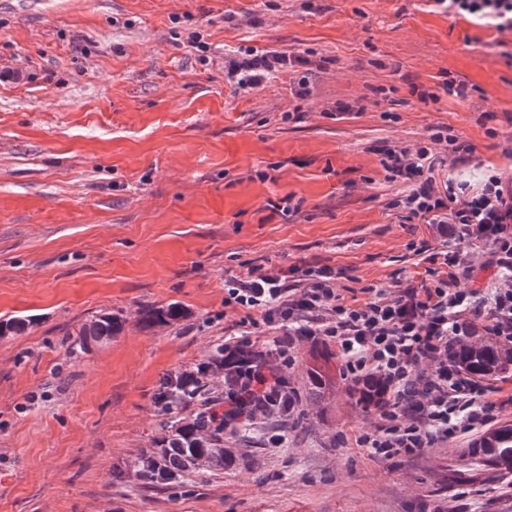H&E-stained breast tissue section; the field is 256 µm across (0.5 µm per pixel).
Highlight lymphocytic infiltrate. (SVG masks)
I'll return each mask as SVG.
<instances>
[{
  "label": "lymphocytic infiltrate",
  "instance_id": "obj_1",
  "mask_svg": "<svg viewBox=\"0 0 512 512\" xmlns=\"http://www.w3.org/2000/svg\"><path fill=\"white\" fill-rule=\"evenodd\" d=\"M451 16L485 20L512 31V0H432ZM308 57L251 47L224 60L228 81L255 88L271 75L309 65ZM448 143L456 164L473 161L471 144L441 127L416 149L388 148L381 164L389 180L402 183L391 201L402 223L434 225L443 247H414L424 271L418 282L394 277L393 288L366 286L351 301L336 281L343 269L299 261L272 271L261 263L224 283V304L238 310L235 331L224 340V430L239 422L263 425L274 448L285 447L282 424L301 403L288 371L298 340L318 338L342 361L346 379L380 378L386 405L371 427L355 438L373 458L412 459L427 449L477 431L502 405L497 388L462 370L449 357L463 337L485 331L512 345V175L485 170L478 187L453 178L439 181L433 145ZM487 256L498 283L473 286L465 249ZM270 334L269 347L254 351L256 329Z\"/></svg>",
  "mask_w": 512,
  "mask_h": 512
}]
</instances>
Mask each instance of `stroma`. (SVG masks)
Instances as JSON below:
<instances>
[{
	"mask_svg": "<svg viewBox=\"0 0 512 512\" xmlns=\"http://www.w3.org/2000/svg\"><path fill=\"white\" fill-rule=\"evenodd\" d=\"M505 44L512 33L426 0H0V320L32 319L0 339V512H512V473L469 455L471 437L413 459L346 444L372 419L339 358L332 390L309 394L314 338L288 373L302 403L287 447L225 438L228 464L176 488L131 465L161 436L162 376L231 334L224 280L244 263L322 262L345 269L338 287L388 288L420 270L410 241L441 248L432 225L389 209L402 186L380 150L448 126L475 162L438 145L444 173L475 185L481 164L512 167ZM246 47L308 53L309 97L287 72L228 82L225 55ZM450 75L474 85L468 100L419 101ZM288 195L298 211L272 210ZM172 302L183 319L139 329L142 306ZM100 311L123 333L70 356L64 332Z\"/></svg>",
	"mask_w": 512,
	"mask_h": 512,
	"instance_id": "35a3bbf8",
	"label": "stroma"
}]
</instances>
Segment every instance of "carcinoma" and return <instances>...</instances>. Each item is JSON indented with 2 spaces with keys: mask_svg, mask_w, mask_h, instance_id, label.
<instances>
[{
  "mask_svg": "<svg viewBox=\"0 0 512 512\" xmlns=\"http://www.w3.org/2000/svg\"><path fill=\"white\" fill-rule=\"evenodd\" d=\"M184 317L182 307L171 303L166 307H147L141 311V326L150 329L156 324L178 321ZM124 321L116 314L100 312L82 324L75 334L67 333L69 354L79 356L88 350V339L110 340L123 331ZM451 357L461 369L480 377H495L512 367V347L505 348L493 340L478 344L466 340L456 344ZM324 363L307 368V379L311 394L325 393L330 384ZM208 362L202 361L191 370L165 374L159 383L154 399L160 402L163 417L159 428L163 436L158 447L142 452L134 460V466L144 483L150 487L159 484L176 486L181 484L184 474L192 471L197 456L205 458L206 467L224 469V426L216 421L212 397L205 396ZM384 390L380 382L366 384L358 391L349 392L352 400L363 411L375 409L383 403ZM197 410L189 418L172 416V408L185 410L191 406ZM470 451L482 461L499 470L512 472V424L493 428L477 438Z\"/></svg>",
  "mask_w": 512,
  "mask_h": 512,
  "instance_id": "1",
  "label": "carcinoma"
}]
</instances>
